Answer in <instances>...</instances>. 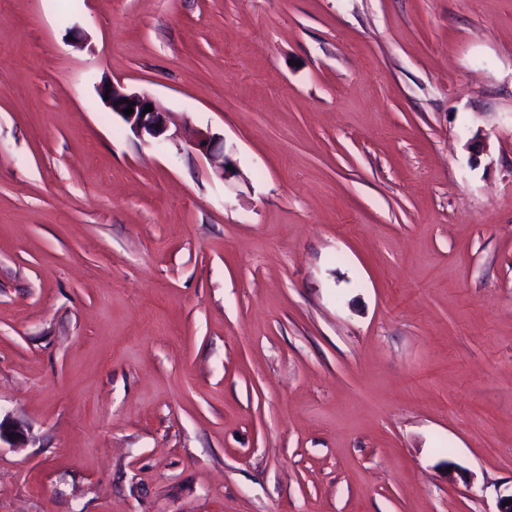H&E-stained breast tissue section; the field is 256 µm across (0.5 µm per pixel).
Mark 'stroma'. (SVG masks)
Wrapping results in <instances>:
<instances>
[{"label": "stroma", "mask_w": 512, "mask_h": 512, "mask_svg": "<svg viewBox=\"0 0 512 512\" xmlns=\"http://www.w3.org/2000/svg\"><path fill=\"white\" fill-rule=\"evenodd\" d=\"M0 414V512H496L512 0H0ZM106 89H110L108 93L109 100H105ZM99 95L106 106L114 113L118 114L126 125L129 126L131 132L140 139L151 138L154 140L163 138L169 139L177 136L176 131L170 135H166L169 130L165 112H159L151 100L145 94L130 91L124 85L105 82L100 86ZM122 99H127L128 103H122ZM132 105L134 113L126 116L124 110ZM146 105H152V112H145ZM217 138L208 131H197L191 142L192 148L214 163L215 173L220 179L227 180L236 176L231 161L224 155V146L216 148ZM231 165V168H228ZM26 440L27 434L21 426H18L9 417L1 419L0 415V447L1 442L4 441L13 448H19L24 445Z\"/></svg>", "instance_id": "35a3bbf8"}]
</instances>
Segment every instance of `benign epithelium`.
I'll return each mask as SVG.
<instances>
[{
    "mask_svg": "<svg viewBox=\"0 0 512 512\" xmlns=\"http://www.w3.org/2000/svg\"><path fill=\"white\" fill-rule=\"evenodd\" d=\"M100 98L105 100L106 106L118 114L131 132L140 139L145 137L154 140L176 137L177 133H168L165 113L158 110L146 111V106L153 104L151 98L145 94L130 91L121 84L105 82L99 89ZM133 107L134 113L126 115L124 110ZM216 137L207 131H198L192 140V148L199 154L209 158L214 163L215 173L222 180L236 176V172L229 168L231 161L224 155V150L216 147ZM27 440L25 430L13 420L0 418V442L4 441L14 448H19Z\"/></svg>",
    "mask_w": 512,
    "mask_h": 512,
    "instance_id": "obj_1",
    "label": "benign epithelium"
}]
</instances>
